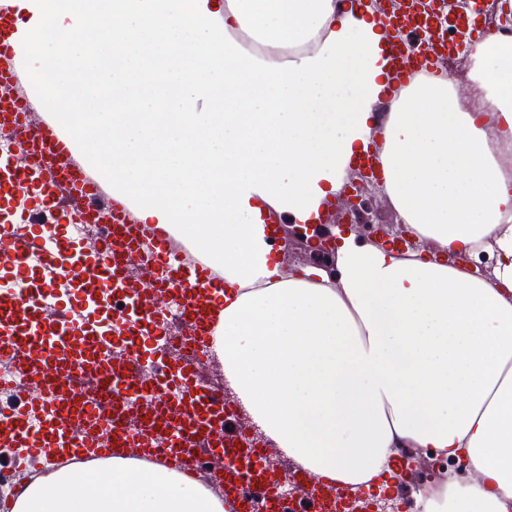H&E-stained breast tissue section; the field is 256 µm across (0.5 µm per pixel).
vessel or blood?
Instances as JSON below:
<instances>
[{"mask_svg": "<svg viewBox=\"0 0 512 512\" xmlns=\"http://www.w3.org/2000/svg\"><path fill=\"white\" fill-rule=\"evenodd\" d=\"M18 2L0 0V129L11 130L21 155L0 158V193L22 184L29 201L22 208L0 202V356L14 361L29 392L21 403L0 404V446L11 451L0 468V512H26L28 498L44 490L43 473L65 481L76 462L90 471L121 464L195 479L201 442L227 459L216 478L224 512H252L256 490L265 491L267 512H284L280 488L265 480L262 450L252 447L234 404L212 394L200 366L158 359L148 381L138 372L136 349L98 355L101 319L82 308L99 290L119 289L140 301L142 312L135 328L113 314L114 332L144 336L165 326L176 297L181 333L204 362L214 361L224 326V265L178 226L141 223L143 200L88 163L81 129L60 122L49 107L53 87L28 67L50 23L23 16ZM430 24L425 0H399L386 15L391 94L425 74L435 47L425 40L409 55L405 42ZM92 223L102 226L96 239L76 242L67 232ZM60 286L70 289L69 301L47 306ZM102 380L111 384L118 416L150 395V423L98 433L100 411L84 391ZM36 459L46 460V472L31 471Z\"/></svg>", "mask_w": 512, "mask_h": 512, "instance_id": "vessel-or-blood-1", "label": "vessel or blood"}]
</instances>
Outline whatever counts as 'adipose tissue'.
I'll return each instance as SVG.
<instances>
[{"label":"adipose tissue","mask_w":512,"mask_h":512,"mask_svg":"<svg viewBox=\"0 0 512 512\" xmlns=\"http://www.w3.org/2000/svg\"><path fill=\"white\" fill-rule=\"evenodd\" d=\"M77 32L32 55L92 118L87 150L143 199L146 222L205 224L224 263L216 353L264 447L315 475L380 492L402 448L460 466L422 512L512 504V39L487 34L470 76L491 104L466 112L448 72L414 80L387 118L392 76L372 6L331 0H21ZM220 16L224 35L206 22ZM259 35V52L237 29ZM211 111H195L201 92ZM382 190L429 256L380 236L337 237L322 269L282 273L261 205L299 224L339 196L376 131ZM493 265L481 272L480 252ZM215 494L164 471L78 472L30 512H217Z\"/></svg>","instance_id":"1"}]
</instances>
